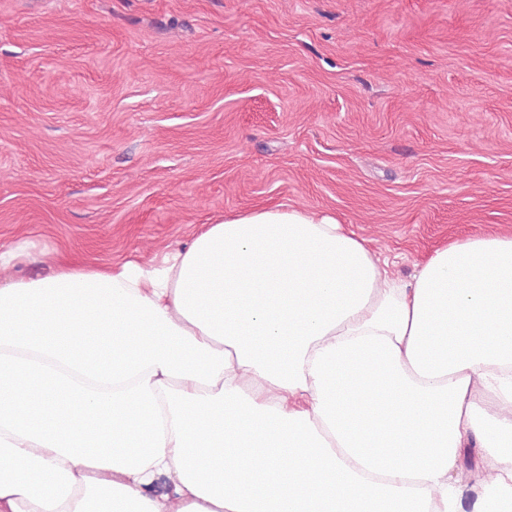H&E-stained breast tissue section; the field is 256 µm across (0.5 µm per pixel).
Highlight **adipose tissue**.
Masks as SVG:
<instances>
[{"mask_svg":"<svg viewBox=\"0 0 512 512\" xmlns=\"http://www.w3.org/2000/svg\"><path fill=\"white\" fill-rule=\"evenodd\" d=\"M0 512H512V233L411 279L257 207L0 284Z\"/></svg>","mask_w":512,"mask_h":512,"instance_id":"adipose-tissue-1","label":"adipose tissue"}]
</instances>
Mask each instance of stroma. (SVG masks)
Returning <instances> with one entry per match:
<instances>
[{
	"instance_id": "stroma-1",
	"label": "stroma",
	"mask_w": 512,
	"mask_h": 512,
	"mask_svg": "<svg viewBox=\"0 0 512 512\" xmlns=\"http://www.w3.org/2000/svg\"><path fill=\"white\" fill-rule=\"evenodd\" d=\"M286 205L410 277L512 230V0H0L15 277Z\"/></svg>"
}]
</instances>
